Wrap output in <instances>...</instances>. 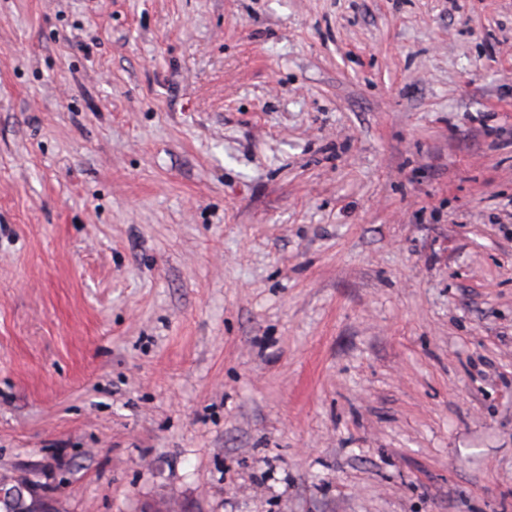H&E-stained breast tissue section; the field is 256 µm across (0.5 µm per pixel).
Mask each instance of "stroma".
Listing matches in <instances>:
<instances>
[{"instance_id": "stroma-1", "label": "stroma", "mask_w": 512, "mask_h": 512, "mask_svg": "<svg viewBox=\"0 0 512 512\" xmlns=\"http://www.w3.org/2000/svg\"><path fill=\"white\" fill-rule=\"evenodd\" d=\"M17 470L512 512V0H0Z\"/></svg>"}]
</instances>
